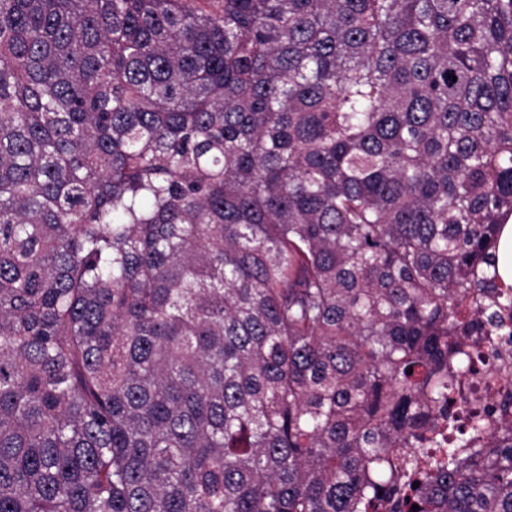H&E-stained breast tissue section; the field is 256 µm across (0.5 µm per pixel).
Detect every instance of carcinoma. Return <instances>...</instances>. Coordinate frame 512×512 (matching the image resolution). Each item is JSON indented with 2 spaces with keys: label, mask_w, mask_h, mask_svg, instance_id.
<instances>
[{
  "label": "carcinoma",
  "mask_w": 512,
  "mask_h": 512,
  "mask_svg": "<svg viewBox=\"0 0 512 512\" xmlns=\"http://www.w3.org/2000/svg\"><path fill=\"white\" fill-rule=\"evenodd\" d=\"M511 218L512 0H0V512H512ZM497 250L499 273L506 284H512V221L502 228ZM503 320L505 326L491 329L489 336H497L496 343L486 351L484 365L476 374L463 379L458 395V407L462 414L468 409V401L473 391H478L484 396V404L488 408L498 403L505 385L508 391L512 392V337H510L512 318L510 311L503 314ZM499 352L508 353L509 364L502 363L501 358L497 355Z\"/></svg>",
  "instance_id": "carcinoma-1"
}]
</instances>
